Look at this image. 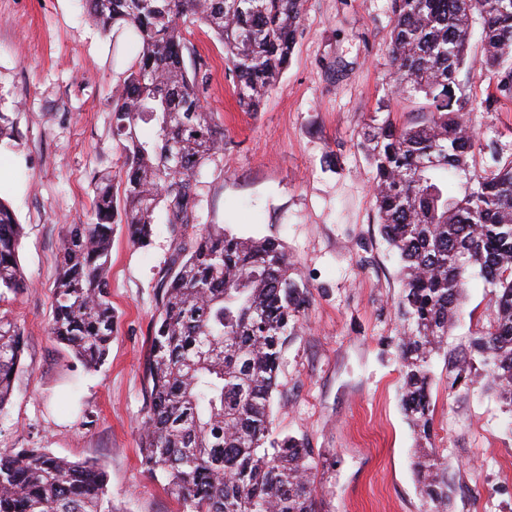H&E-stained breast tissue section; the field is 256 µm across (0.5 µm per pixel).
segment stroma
I'll list each match as a JSON object with an SVG mask.
<instances>
[{"instance_id": "stroma-1", "label": "stroma", "mask_w": 512, "mask_h": 512, "mask_svg": "<svg viewBox=\"0 0 512 512\" xmlns=\"http://www.w3.org/2000/svg\"><path fill=\"white\" fill-rule=\"evenodd\" d=\"M391 24L390 0H304L291 62L256 112L238 106L223 46L205 26L184 31L209 65L204 105L224 127L223 153L197 176L200 221L282 240L309 290L283 353L271 431L312 448L318 512L421 510L392 346L399 265L378 232L361 149L373 120L404 124L429 109L423 96L390 92ZM130 63L123 36L103 34L84 0H0V112L17 130L0 143V197L24 228L18 262L28 280L0 300L25 344L0 412V452L44 448L98 462L114 512H177L140 451L144 362L171 255L165 214L144 248L114 227L106 364L85 369L48 333L59 239L89 222L94 173L115 175L124 163L111 102ZM459 80V94L481 105L471 116L486 145L470 161L479 175L512 155V97L484 68ZM488 299L471 278L448 354L433 363V444L452 463L449 512H512V413L482 387L452 383L446 363L465 353Z\"/></svg>"}]
</instances>
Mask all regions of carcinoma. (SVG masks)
I'll use <instances>...</instances> for the list:
<instances>
[{
    "label": "carcinoma",
    "mask_w": 512,
    "mask_h": 512,
    "mask_svg": "<svg viewBox=\"0 0 512 512\" xmlns=\"http://www.w3.org/2000/svg\"><path fill=\"white\" fill-rule=\"evenodd\" d=\"M86 3L104 34L122 28L138 47L112 96L126 170L120 197L109 177L95 178L91 222L60 239L49 333L85 368L105 363L112 225H127L145 247L164 211L172 253L145 363L142 465L165 479L183 512H317L311 450L269 434L281 352L309 298L279 242L199 223L196 176L223 150L224 128L201 102L206 63L183 34L189 18L214 34L239 107L256 112L292 58L303 0ZM390 8L391 92L422 94L431 111L407 125L369 127L363 147L379 233L400 262V401L417 442L421 512H447L448 461L431 443L433 360L445 352L475 269L490 314L450 373L455 383H484L512 412V155L469 176V159L483 149L470 125L475 104L448 101V87L477 62L501 73L500 91L512 94V0H390ZM476 15L477 60L468 44ZM141 126L150 138H139ZM21 236L0 199V299L27 287ZM23 346L20 328L0 316V410ZM0 512H112L106 471L43 448L0 453Z\"/></svg>",
    "instance_id": "cac0c4a2"
}]
</instances>
